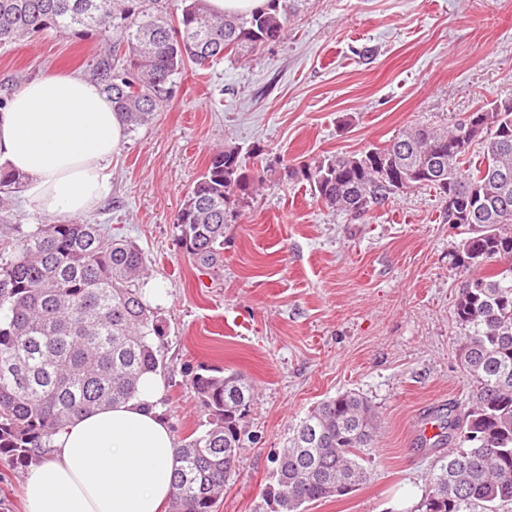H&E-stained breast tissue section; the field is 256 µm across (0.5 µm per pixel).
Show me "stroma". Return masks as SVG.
I'll return each instance as SVG.
<instances>
[{
    "label": "stroma",
    "instance_id": "obj_1",
    "mask_svg": "<svg viewBox=\"0 0 512 512\" xmlns=\"http://www.w3.org/2000/svg\"><path fill=\"white\" fill-rule=\"evenodd\" d=\"M103 59L121 66L123 52L96 29L25 36L0 47V99L52 71L93 77ZM173 90L150 123L126 129L110 190L85 219L145 256L167 325L159 408L176 439L205 428L189 384L199 365L254 383V439L216 512H255L290 428L346 391L375 410L370 478L311 512H413L438 460L425 413L471 391L454 314L465 277L448 264L462 233L432 189L352 222L285 167L512 97V0H301L279 42L186 67ZM225 147L256 154L265 185L225 226L224 263L209 270L184 256L173 220ZM52 221L14 195L0 206V243Z\"/></svg>",
    "mask_w": 512,
    "mask_h": 512
}]
</instances>
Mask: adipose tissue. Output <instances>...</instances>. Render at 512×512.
I'll use <instances>...</instances> for the list:
<instances>
[{
	"instance_id": "adipose-tissue-1",
	"label": "adipose tissue",
	"mask_w": 512,
	"mask_h": 512,
	"mask_svg": "<svg viewBox=\"0 0 512 512\" xmlns=\"http://www.w3.org/2000/svg\"><path fill=\"white\" fill-rule=\"evenodd\" d=\"M125 125L97 82L50 73L24 84L0 111V166L23 175L42 213L72 221L110 189ZM158 374L135 396L70 421L28 474L27 512H161L173 494L175 438L157 401Z\"/></svg>"
}]
</instances>
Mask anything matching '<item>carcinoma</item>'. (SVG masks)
<instances>
[{
    "mask_svg": "<svg viewBox=\"0 0 512 512\" xmlns=\"http://www.w3.org/2000/svg\"><path fill=\"white\" fill-rule=\"evenodd\" d=\"M295 0H268L250 15H215L206 0H0V45L45 30L103 29L125 49L115 72H95L126 125H143L171 97L173 76L208 68L227 52L280 40ZM481 132L464 121L411 126L359 154L325 156L286 168L326 207L357 220L405 190L454 198L448 223L466 231L448 254L467 276L455 301L460 356L471 392L460 411L436 417L439 456L418 512H498L512 503V99L481 106ZM483 145L474 165L470 149ZM404 153L393 176L376 162ZM264 183L236 148L212 155L174 216L179 248L196 265L222 262L224 224L241 216ZM361 203V211L351 204ZM145 258L102 224H45L23 233L0 258V459L36 463L73 418L132 398L139 378L162 372L167 326L146 300ZM190 385L208 428L177 443L169 512H214L238 471L249 435L253 385L240 372L208 365ZM371 404L355 392L330 397L291 428L258 512H306L367 481L376 428Z\"/></svg>",
    "mask_w": 512,
    "mask_h": 512,
    "instance_id": "obj_1",
    "label": "carcinoma"
}]
</instances>
